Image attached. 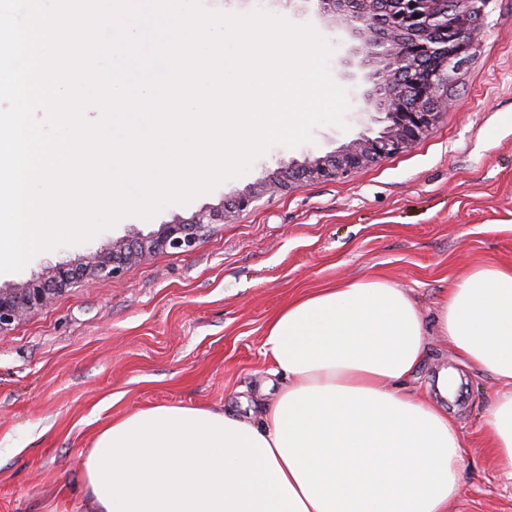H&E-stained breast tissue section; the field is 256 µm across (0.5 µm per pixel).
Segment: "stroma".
Wrapping results in <instances>:
<instances>
[{"mask_svg": "<svg viewBox=\"0 0 512 512\" xmlns=\"http://www.w3.org/2000/svg\"><path fill=\"white\" fill-rule=\"evenodd\" d=\"M475 54L448 88V112L410 149L335 181H292L213 225L194 250L160 249L120 279L64 287L0 335V512H94L81 460L114 418L158 405L261 412L267 323L301 295L383 278L431 325L470 269L512 267V0H487ZM346 122L315 127L298 147H272L188 204L125 217L89 245L220 208L289 158L333 152L373 124L367 114ZM458 368L452 345L430 334L409 388ZM464 375L465 454L448 512H512V480L484 447L498 384Z\"/></svg>", "mask_w": 512, "mask_h": 512, "instance_id": "stroma-1", "label": "stroma"}]
</instances>
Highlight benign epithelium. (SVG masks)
<instances>
[{
    "mask_svg": "<svg viewBox=\"0 0 512 512\" xmlns=\"http://www.w3.org/2000/svg\"><path fill=\"white\" fill-rule=\"evenodd\" d=\"M336 32V78L349 79V111L378 114L381 130H360L336 151L288 160L282 178L259 177L224 204L220 221L248 210L263 195L293 179L334 181L382 157L407 150L431 133L449 108L448 86L474 59L484 0H303ZM215 223L200 211L147 235L112 241V250H88L45 269L34 280L0 288V333L47 307L57 287L80 272L86 282L118 279L126 265L158 249L189 251Z\"/></svg>",
    "mask_w": 512,
    "mask_h": 512,
    "instance_id": "7a95c632",
    "label": "benign epithelium"
}]
</instances>
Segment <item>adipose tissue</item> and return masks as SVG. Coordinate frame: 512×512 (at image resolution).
<instances>
[{"label":"adipose tissue","instance_id":"obj_1","mask_svg":"<svg viewBox=\"0 0 512 512\" xmlns=\"http://www.w3.org/2000/svg\"><path fill=\"white\" fill-rule=\"evenodd\" d=\"M435 327L501 383L486 448L512 478V268L472 269ZM263 353L274 398L260 421L185 405L113 419L82 460L96 512H447L461 437L445 407L403 388L427 354L403 288L351 280L289 302Z\"/></svg>","mask_w":512,"mask_h":512}]
</instances>
